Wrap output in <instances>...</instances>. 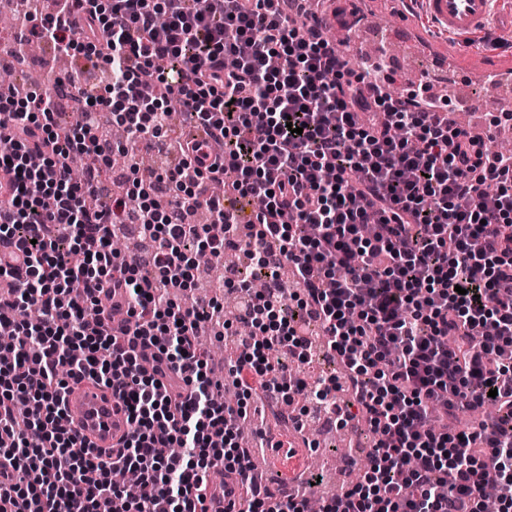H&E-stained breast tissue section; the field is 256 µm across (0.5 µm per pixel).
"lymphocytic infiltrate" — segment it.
Returning <instances> with one entry per match:
<instances>
[{
    "mask_svg": "<svg viewBox=\"0 0 512 512\" xmlns=\"http://www.w3.org/2000/svg\"><path fill=\"white\" fill-rule=\"evenodd\" d=\"M54 2L17 24L16 53L50 42L108 65L112 82L103 95L59 77L23 97L0 86V324L15 332L0 347V512H206L213 459L253 468L238 432L261 391L303 399L296 425L358 414L374 433L367 466L322 512H484L491 480L498 512H512V155L459 126L429 85L392 91L378 59L351 71L300 2L291 16L280 0ZM64 90L81 109L63 138ZM173 98L204 138L170 142ZM118 104L126 151L151 140L178 158L160 173L129 166L119 195L105 185L115 146L101 132ZM75 154L90 158L77 179ZM213 181L230 191L211 194ZM200 208L211 225L194 222ZM131 226L142 251L113 252ZM198 248L242 253L265 277L256 294L242 274L223 283L252 328L223 381L197 342L201 328L228 327ZM187 282L189 308L177 300ZM116 296L126 319L88 335L85 312ZM28 304L40 323L15 322ZM268 313L280 327L256 340ZM319 352L344 376L312 388L289 378ZM86 380L128 412L112 451L63 425L67 391ZM226 386L236 400L215 404ZM21 402L38 446L15 429ZM122 469L138 472L135 492L114 484Z\"/></svg>",
    "mask_w": 512,
    "mask_h": 512,
    "instance_id": "obj_1",
    "label": "lymphocytic infiltrate"
}]
</instances>
